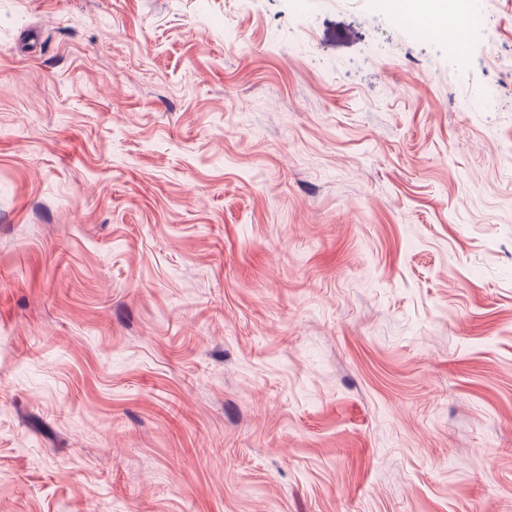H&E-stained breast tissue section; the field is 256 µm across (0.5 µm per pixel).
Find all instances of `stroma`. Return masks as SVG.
I'll return each instance as SVG.
<instances>
[{"instance_id": "1", "label": "stroma", "mask_w": 512, "mask_h": 512, "mask_svg": "<svg viewBox=\"0 0 512 512\" xmlns=\"http://www.w3.org/2000/svg\"><path fill=\"white\" fill-rule=\"evenodd\" d=\"M479 14L0 0V512H512Z\"/></svg>"}]
</instances>
